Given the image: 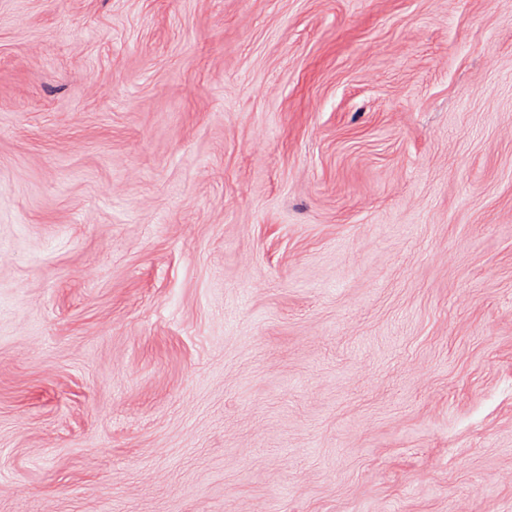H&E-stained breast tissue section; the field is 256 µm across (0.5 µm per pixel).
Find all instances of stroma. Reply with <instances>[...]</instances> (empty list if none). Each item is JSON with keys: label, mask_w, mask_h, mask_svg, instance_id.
Here are the masks:
<instances>
[{"label": "stroma", "mask_w": 512, "mask_h": 512, "mask_svg": "<svg viewBox=\"0 0 512 512\" xmlns=\"http://www.w3.org/2000/svg\"><path fill=\"white\" fill-rule=\"evenodd\" d=\"M0 512H512V0H0Z\"/></svg>", "instance_id": "35a3bbf8"}]
</instances>
